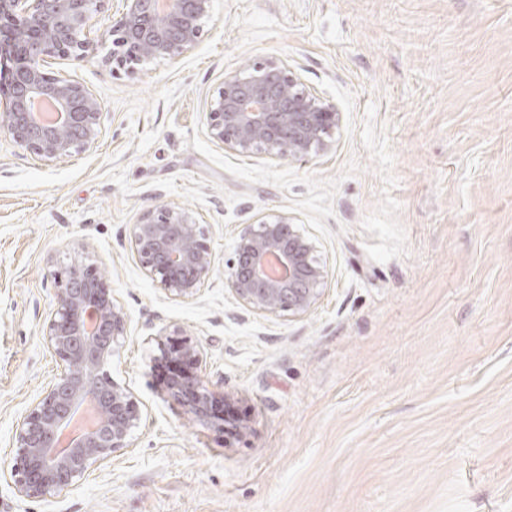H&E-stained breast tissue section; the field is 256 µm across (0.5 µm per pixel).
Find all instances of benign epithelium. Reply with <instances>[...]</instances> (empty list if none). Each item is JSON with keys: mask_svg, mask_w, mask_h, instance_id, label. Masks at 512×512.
<instances>
[{"mask_svg": "<svg viewBox=\"0 0 512 512\" xmlns=\"http://www.w3.org/2000/svg\"><path fill=\"white\" fill-rule=\"evenodd\" d=\"M105 0H0V128L40 160L64 162L93 145L101 133V104L81 82L52 74L49 59L79 66L99 56L135 72L155 59L176 60L199 41L211 0H117L112 26L95 17ZM51 98L62 119L52 125L33 115L35 101ZM208 135L233 151L261 150L279 160L302 159L328 149L340 120L336 106L306 88L282 61L253 63L224 79L207 103ZM131 249L144 274L174 299L197 297L209 280L213 258L192 214L161 205L133 225ZM228 287L250 311L277 316L309 313L327 281L315 242L286 215L249 224L238 236ZM57 308L46 343L61 371L16 429L10 469L17 493L32 499L59 496L131 447L140 414L109 367L128 316L92 264L75 263L60 275ZM156 360L175 367L159 386L187 416L224 433L227 440L250 431L244 421L214 412L228 394L205 383L201 352L179 329L156 335Z\"/></svg>", "mask_w": 512, "mask_h": 512, "instance_id": "7a95c632", "label": "benign epithelium"}]
</instances>
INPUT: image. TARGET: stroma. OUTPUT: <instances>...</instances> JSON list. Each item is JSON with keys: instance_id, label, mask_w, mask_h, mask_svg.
<instances>
[{"instance_id": "35a3bbf8", "label": "stroma", "mask_w": 512, "mask_h": 512, "mask_svg": "<svg viewBox=\"0 0 512 512\" xmlns=\"http://www.w3.org/2000/svg\"><path fill=\"white\" fill-rule=\"evenodd\" d=\"M280 60L341 120L277 160L208 136L225 77ZM88 86L102 135L62 163L0 130V512H512V0H212L199 44ZM172 204L214 268L168 296L130 234ZM292 218L328 278L312 311L266 316L226 288L247 225ZM91 263L129 318L111 374L132 445L47 500L8 476L17 424L58 376L49 269ZM180 328L251 431L225 444L158 390Z\"/></svg>"}]
</instances>
